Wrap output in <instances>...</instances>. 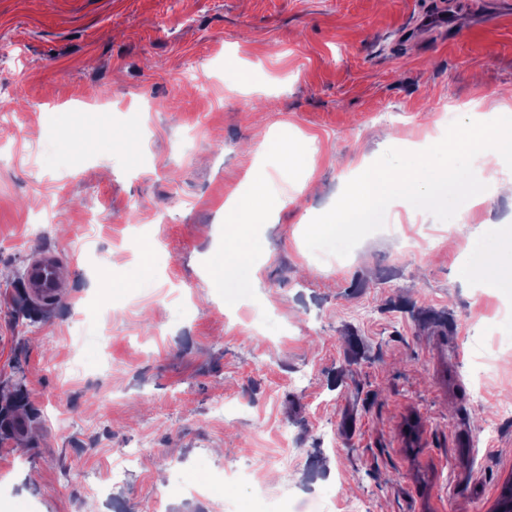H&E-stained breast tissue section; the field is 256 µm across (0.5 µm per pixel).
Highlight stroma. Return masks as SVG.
Masks as SVG:
<instances>
[{
  "mask_svg": "<svg viewBox=\"0 0 512 512\" xmlns=\"http://www.w3.org/2000/svg\"><path fill=\"white\" fill-rule=\"evenodd\" d=\"M509 85L512 0H0V104L18 89L27 111L25 137L0 131V512H272L226 466L288 512H492L512 297L473 272L512 238V197L468 224L394 207L331 262L303 233L385 138L495 119ZM253 176L283 206L212 282ZM44 251L76 268L51 304L25 284Z\"/></svg>",
  "mask_w": 512,
  "mask_h": 512,
  "instance_id": "stroma-1",
  "label": "stroma"
}]
</instances>
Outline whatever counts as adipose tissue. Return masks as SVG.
<instances>
[{
	"label": "adipose tissue",
	"mask_w": 512,
	"mask_h": 512,
	"mask_svg": "<svg viewBox=\"0 0 512 512\" xmlns=\"http://www.w3.org/2000/svg\"><path fill=\"white\" fill-rule=\"evenodd\" d=\"M280 200L271 198L264 183H253L250 191L243 196L229 199L228 224L233 231L225 238L224 253L216 255L212 261V274L221 279L231 273V268L238 257L244 254L249 243L244 230L251 224H265L280 207Z\"/></svg>",
	"instance_id": "ef3b65f1"
}]
</instances>
